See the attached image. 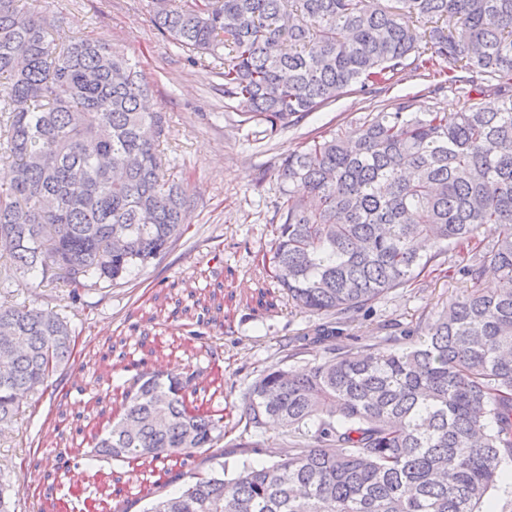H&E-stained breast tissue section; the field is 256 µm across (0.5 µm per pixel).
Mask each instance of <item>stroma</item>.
I'll use <instances>...</instances> for the list:
<instances>
[{
	"mask_svg": "<svg viewBox=\"0 0 512 512\" xmlns=\"http://www.w3.org/2000/svg\"><path fill=\"white\" fill-rule=\"evenodd\" d=\"M26 4L35 14L61 18V36L110 42L138 63L153 102L166 114L164 148L189 190L186 233L120 284L76 290L65 279L46 280L37 271L13 275L0 288V300L67 317L76 336L71 359L52 388L28 396L16 421L0 435V475L9 481L14 512H39L57 494L51 474L59 459H66L70 471L83 468L65 450L86 424L87 400L101 395L97 410L101 423H108L112 395L128 378L126 357L140 346H155L157 337H165L148 362L173 374L215 358L224 372V390L214 402L229 424L243 416L242 395L262 370L282 360L301 369L318 358L315 348L284 360L283 344L310 332L318 319L289 305L263 269V254L283 212L277 169L286 154L336 128L354 131L376 105L408 93L423 110L457 112L462 102L445 89L428 91V79L408 70L376 96L349 92L287 129L263 132L242 122L237 100L225 97L224 80L210 59L190 63L187 52L162 38L150 0ZM448 296L443 276L391 291L348 333L354 346L378 343L441 309ZM192 331L201 333V340L183 346ZM278 433L266 427L253 435L252 447L228 448L216 458L203 453L195 464L203 472L223 469L228 478L246 464L270 465L281 453ZM103 471L128 489L112 502L117 512H146L150 501L139 491L141 467L108 461Z\"/></svg>",
	"mask_w": 512,
	"mask_h": 512,
	"instance_id": "obj_1",
	"label": "stroma"
}]
</instances>
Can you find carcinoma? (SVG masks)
I'll use <instances>...</instances> for the list:
<instances>
[{"mask_svg":"<svg viewBox=\"0 0 512 512\" xmlns=\"http://www.w3.org/2000/svg\"><path fill=\"white\" fill-rule=\"evenodd\" d=\"M152 13L168 41L220 65L246 123L286 127L409 66L463 106L388 105L282 158L287 201L266 253L280 291L322 319L307 341L323 355L262 371L244 431L276 422L288 452L231 479L190 469L147 512H485L512 456V0H152ZM54 27L0 0V158L14 165L0 258L8 273L116 285L185 234L186 189L137 66L98 39L59 46ZM479 76L493 111L471 103ZM486 224L497 238H481ZM444 264L466 287L440 310L374 345L340 342L385 294ZM73 349L65 318L0 301V433ZM211 372L132 376L116 419L71 452L95 471L189 465L234 432L224 410L197 404ZM88 487L58 483L51 512H106L108 486Z\"/></svg>","mask_w":512,"mask_h":512,"instance_id":"cac0c4a2","label":"carcinoma"}]
</instances>
